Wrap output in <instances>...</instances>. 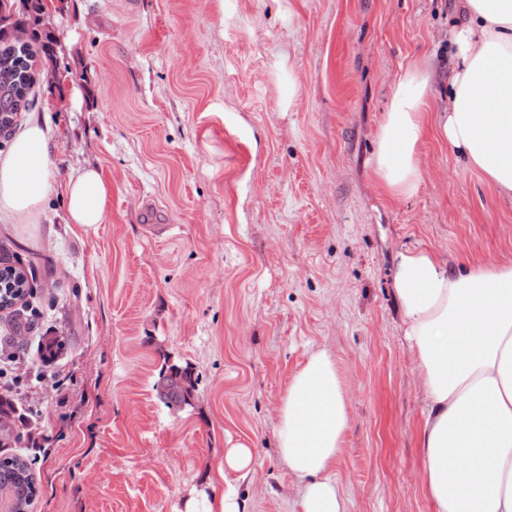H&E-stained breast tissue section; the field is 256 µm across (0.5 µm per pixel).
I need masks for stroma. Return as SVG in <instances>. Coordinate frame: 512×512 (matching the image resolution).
I'll use <instances>...</instances> for the list:
<instances>
[{
  "label": "stroma",
  "instance_id": "obj_1",
  "mask_svg": "<svg viewBox=\"0 0 512 512\" xmlns=\"http://www.w3.org/2000/svg\"><path fill=\"white\" fill-rule=\"evenodd\" d=\"M460 3L47 0L58 47L37 68L60 80L17 124L42 120L54 190L32 223L0 219V258L35 276L32 328L0 327L33 512H186L228 490L243 512H295L277 409L316 348L347 394V512H432L394 257L512 261V199L433 135L415 195L388 198L373 165L398 76L429 56L450 67ZM88 164L112 184L94 228L64 222ZM45 336L68 342L50 364ZM167 359L194 381L181 410L153 388ZM239 441L244 477L224 470ZM252 459V448L244 443H239L224 452V470L247 474L250 471Z\"/></svg>",
  "mask_w": 512,
  "mask_h": 512
}]
</instances>
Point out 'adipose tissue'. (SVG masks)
<instances>
[{
    "instance_id": "ef3b65f1",
    "label": "adipose tissue",
    "mask_w": 512,
    "mask_h": 512,
    "mask_svg": "<svg viewBox=\"0 0 512 512\" xmlns=\"http://www.w3.org/2000/svg\"><path fill=\"white\" fill-rule=\"evenodd\" d=\"M448 71L416 65L397 81L378 128L374 174L392 198L415 194L428 126L467 166L512 197V0H462ZM448 102L430 117L426 95ZM50 149L30 119L0 156V217L27 224L53 188ZM112 185L93 166L64 187L66 223L105 220ZM393 289L425 394L423 488L434 512H512V263L449 269L430 249L396 254ZM280 456L300 482V512H345L333 476L350 428L333 356L311 351L278 407Z\"/></svg>"
}]
</instances>
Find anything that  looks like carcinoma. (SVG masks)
Returning a JSON list of instances; mask_svg holds the SVG:
<instances>
[{
    "label": "carcinoma",
    "mask_w": 512,
    "mask_h": 512,
    "mask_svg": "<svg viewBox=\"0 0 512 512\" xmlns=\"http://www.w3.org/2000/svg\"><path fill=\"white\" fill-rule=\"evenodd\" d=\"M55 39L52 35L38 34L31 30L28 42L18 44L0 37V130H9L22 110L29 103L33 87L40 80L35 69L38 54L51 56ZM10 279L14 287L0 295V311L11 309L18 303H26L32 295L27 270L21 265L4 263L0 267V280ZM66 349L62 336H50L41 345L44 361L52 362ZM157 397L167 407L180 408L189 404L190 388L193 387L187 370L176 363L161 368L155 384ZM24 420L15 401L0 396V437H13L15 422ZM38 493L37 482L28 458L3 453L0 455V512H32Z\"/></svg>",
    "instance_id": "carcinoma-1"
}]
</instances>
